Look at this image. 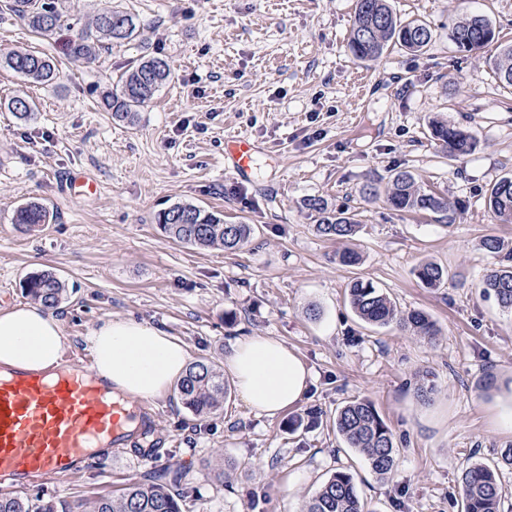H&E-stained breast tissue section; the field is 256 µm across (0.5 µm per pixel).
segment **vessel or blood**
Returning <instances> with one entry per match:
<instances>
[{"label":"vessel or blood","instance_id":"obj_1","mask_svg":"<svg viewBox=\"0 0 512 512\" xmlns=\"http://www.w3.org/2000/svg\"><path fill=\"white\" fill-rule=\"evenodd\" d=\"M258 153L251 138H228L224 167L245 176ZM152 419L147 402L108 394L85 362L61 358L50 378L24 370L0 373V492L77 475L96 449L119 452L150 435Z\"/></svg>","mask_w":512,"mask_h":512}]
</instances>
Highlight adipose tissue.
<instances>
[{
  "label": "adipose tissue",
  "mask_w": 512,
  "mask_h": 512,
  "mask_svg": "<svg viewBox=\"0 0 512 512\" xmlns=\"http://www.w3.org/2000/svg\"><path fill=\"white\" fill-rule=\"evenodd\" d=\"M93 373L113 391L139 400L162 397L189 365L183 342L159 326L132 319H107L92 330ZM62 346L60 319L43 305L0 311V367L47 372ZM239 397L275 417L306 396L313 373L287 344L270 336H243L224 358Z\"/></svg>",
  "instance_id": "obj_1"
}]
</instances>
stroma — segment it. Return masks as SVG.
I'll return each instance as SVG.
<instances>
[{"mask_svg": "<svg viewBox=\"0 0 512 512\" xmlns=\"http://www.w3.org/2000/svg\"><path fill=\"white\" fill-rule=\"evenodd\" d=\"M4 2L0 54H48L59 76L33 84L0 66V102L36 106L25 120L0 109V308L25 303L23 280L49 270L68 288L55 314L74 355L90 354L87 337L102 320L133 318L164 325L191 360L219 365L238 337L272 336L314 375L305 399L272 419L234 391L219 415L201 419L168 391L153 402L158 449L142 460L99 455L42 491L87 512L146 472L167 471L195 489L193 512H303L347 471L373 512H463V470L512 448L492 409L512 388V314L478 288L489 269L512 264L481 245L488 235L512 244V223L494 221L485 203L489 186L512 173V89L487 64L512 44V0H390L398 17L425 20L433 39L418 54L395 48L363 62L347 47L355 0H59L64 24L47 36ZM108 6L135 16V37L93 62L74 60L71 42ZM472 14L493 22L498 44L458 50L450 27ZM145 55L165 59L171 78L135 124L114 120L102 95ZM435 121L466 127L475 151L450 159ZM235 135L262 147L243 179L224 168ZM399 170L448 199L453 224L363 196L368 181ZM74 177L94 180L96 193L71 187ZM313 196L354 214L356 234L321 236L304 204ZM29 202L50 211L31 233L14 222ZM177 202L252 225L254 236L237 251L176 243L156 217ZM346 249L356 264L339 262ZM424 262L447 269L441 287L416 279ZM357 278L399 312H425L435 341L360 321L347 300ZM488 369L497 386L483 391L475 382ZM421 387L428 399L417 397ZM362 398L395 436L383 479L333 424L337 409Z\"/></svg>", "mask_w": 512, "mask_h": 512, "instance_id": "1", "label": "stroma"}]
</instances>
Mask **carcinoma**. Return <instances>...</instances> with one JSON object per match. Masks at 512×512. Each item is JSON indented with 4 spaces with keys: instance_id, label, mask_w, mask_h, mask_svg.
<instances>
[{
    "instance_id": "obj_1",
    "label": "carcinoma",
    "mask_w": 512,
    "mask_h": 512,
    "mask_svg": "<svg viewBox=\"0 0 512 512\" xmlns=\"http://www.w3.org/2000/svg\"><path fill=\"white\" fill-rule=\"evenodd\" d=\"M7 8L26 18L28 25L39 34H49L61 27L62 13L56 0H10ZM494 30L489 19L471 15L456 21L449 37L458 50L476 52L495 41ZM136 32L131 13L105 8L95 19V31L74 41L70 52L78 60L91 61L100 48L114 40L131 39ZM431 40L432 32L427 23L398 17L389 0H356L348 39V49L355 59L373 61L396 46L417 53ZM489 63L499 82L512 87V45L500 48ZM0 64L38 83L49 82L57 76L53 61L41 53L13 50L0 57ZM170 77L171 69L166 60L145 56L104 94L103 104L112 112V118L132 124L139 109ZM6 108L19 119L33 112L30 101L20 97L11 98ZM433 135L451 158L469 155L476 149L475 136L460 125L437 122L433 125ZM381 191L387 205L395 210L429 212L442 220L453 221L448 200L423 190L409 171L395 172L383 190L375 182L366 185L369 195L376 196ZM305 205L319 215L316 229L320 235L345 239L355 234L354 219L344 212L328 209L323 199L314 196L306 199ZM486 205L494 220L512 223L511 174L501 176L491 185ZM48 220L49 212L43 205L29 202L18 208L14 223L34 231ZM157 224L175 242L198 248L221 246L226 251L243 248L252 234L251 225L226 224L217 214L191 203H177L161 210ZM414 274L426 288H438L448 278L447 270L431 262L420 264ZM480 288L483 293L494 295L499 307L512 312V266L490 270L480 282ZM23 290L32 300L48 308L57 307L67 293L65 283L50 271L29 275L23 281ZM349 305L354 314L369 325L385 327L397 322L430 341L437 335L434 323L425 313L412 311L399 315L387 294L369 281L353 282L349 288ZM176 392L187 409L201 418H209L223 410L228 386L224 384V374L218 365L199 360L190 365L177 383ZM334 426L346 447L354 449L374 474L382 478L392 470L397 452L394 434L372 401L358 399L347 403L337 412ZM498 469L497 464L483 462L465 469L460 481L464 512H499L504 488ZM194 494V489L172 480L135 481L117 497L94 501L90 512H190ZM0 512H66V508L46 493L32 495L14 491L0 493ZM304 512L370 510L357 492L352 475L338 471L311 497Z\"/></svg>"
}]
</instances>
